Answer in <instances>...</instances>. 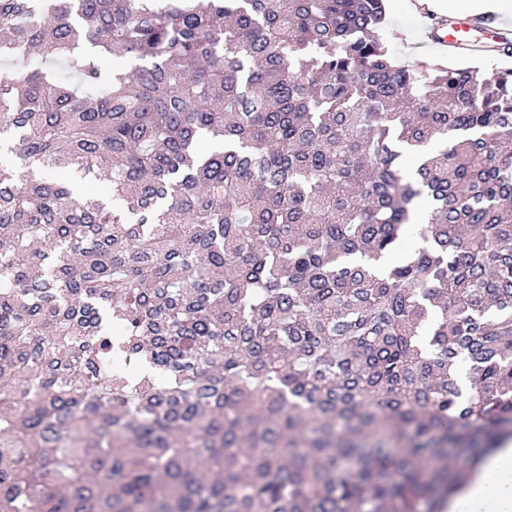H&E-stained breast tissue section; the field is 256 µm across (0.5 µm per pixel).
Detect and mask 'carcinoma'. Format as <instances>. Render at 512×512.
<instances>
[{
  "label": "carcinoma",
  "instance_id": "carcinoma-1",
  "mask_svg": "<svg viewBox=\"0 0 512 512\" xmlns=\"http://www.w3.org/2000/svg\"><path fill=\"white\" fill-rule=\"evenodd\" d=\"M385 15L0 0V512H439L512 437V70Z\"/></svg>",
  "mask_w": 512,
  "mask_h": 512
}]
</instances>
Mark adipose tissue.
<instances>
[{
    "instance_id": "adipose-tissue-1",
    "label": "adipose tissue",
    "mask_w": 512,
    "mask_h": 512,
    "mask_svg": "<svg viewBox=\"0 0 512 512\" xmlns=\"http://www.w3.org/2000/svg\"><path fill=\"white\" fill-rule=\"evenodd\" d=\"M494 502L496 512H512V440L484 457L470 481L456 500L449 502L448 512L465 506L466 512H486L487 502Z\"/></svg>"
}]
</instances>
